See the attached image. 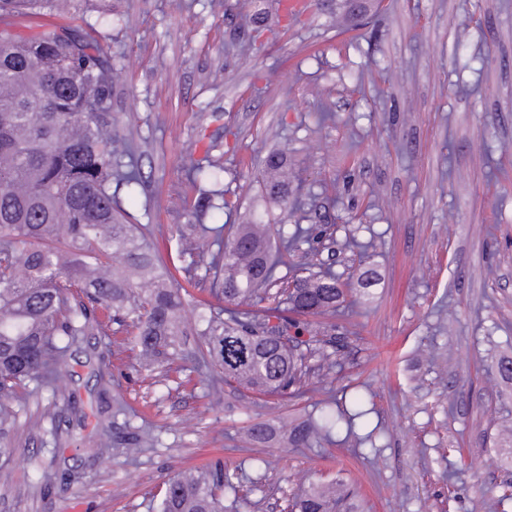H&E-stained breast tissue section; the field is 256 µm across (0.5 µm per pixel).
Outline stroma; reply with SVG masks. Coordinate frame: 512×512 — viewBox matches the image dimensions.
<instances>
[{
  "label": "stroma",
  "mask_w": 512,
  "mask_h": 512,
  "mask_svg": "<svg viewBox=\"0 0 512 512\" xmlns=\"http://www.w3.org/2000/svg\"><path fill=\"white\" fill-rule=\"evenodd\" d=\"M234 0H120L99 22L118 79L112 117L142 177L120 193L162 264L179 262L176 227L189 223L185 152L211 149L240 224L255 215L279 245L294 225L319 228L310 247L350 289L337 314L356 331L340 371L294 396L222 383L209 361L135 371L126 334L89 337L70 352L58 394L12 402L0 425V512H156L179 470L223 458L236 471L224 512H285L313 483L341 481L362 512H512V0H384L359 21L336 0H309L300 21L231 43ZM468 25L458 46L454 31ZM287 149L301 201L265 206L257 165ZM373 270L370 284L362 274ZM200 263L181 317L213 302ZM112 364L115 451L92 459L83 441L99 401L95 370ZM362 397L356 434L289 448L294 418ZM269 422L257 444L247 427ZM153 425L139 461L120 454L131 427ZM74 442L56 447L55 429ZM54 473L41 488L42 472Z\"/></svg>",
  "instance_id": "35a3bbf8"
}]
</instances>
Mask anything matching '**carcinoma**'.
<instances>
[{"instance_id": "carcinoma-1", "label": "carcinoma", "mask_w": 512, "mask_h": 512, "mask_svg": "<svg viewBox=\"0 0 512 512\" xmlns=\"http://www.w3.org/2000/svg\"><path fill=\"white\" fill-rule=\"evenodd\" d=\"M258 0H236L233 39L267 29L272 14ZM76 0H0V423L11 420L8 401L19 394L56 393L68 352L86 336H110L112 324L131 316L128 343L141 367L170 364L180 355L183 297L173 278L159 269L138 225L116 205L112 183H139L134 155L112 122L115 73L89 24L75 31L44 24L33 36L14 30L21 17L75 9ZM128 170L117 171L119 153ZM187 180L197 191L192 214L207 217L235 202L220 189L224 168L209 156L183 158ZM263 199L288 207V152L273 148L261 160ZM210 264L223 272L215 294L225 306L199 316L193 332L199 353L219 367L224 380L265 396L296 395L319 372L342 367L350 337L334 324L310 318L336 311L349 293L331 270L295 276L276 292L275 305L260 310L249 302L278 285L271 244L263 224H191L181 232L179 256L187 279L210 247ZM312 235L295 225L283 240L289 252ZM100 401L112 406V363L97 368ZM367 415L359 409L323 413L294 424L288 441L310 448L333 430ZM147 424L120 449L131 461L153 447ZM94 454L112 457V422H97L90 437ZM232 475L217 460L168 480L158 512H224L219 492ZM288 512H356L348 492L331 481L288 500Z\"/></svg>"}]
</instances>
